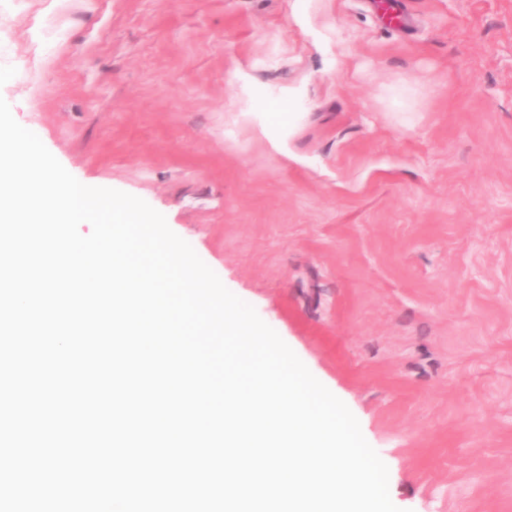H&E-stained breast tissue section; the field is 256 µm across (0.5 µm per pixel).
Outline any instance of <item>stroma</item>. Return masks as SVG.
<instances>
[{
    "mask_svg": "<svg viewBox=\"0 0 512 512\" xmlns=\"http://www.w3.org/2000/svg\"><path fill=\"white\" fill-rule=\"evenodd\" d=\"M0 97L255 308L403 512H512V0H0Z\"/></svg>",
    "mask_w": 512,
    "mask_h": 512,
    "instance_id": "35a3bbf8",
    "label": "stroma"
}]
</instances>
